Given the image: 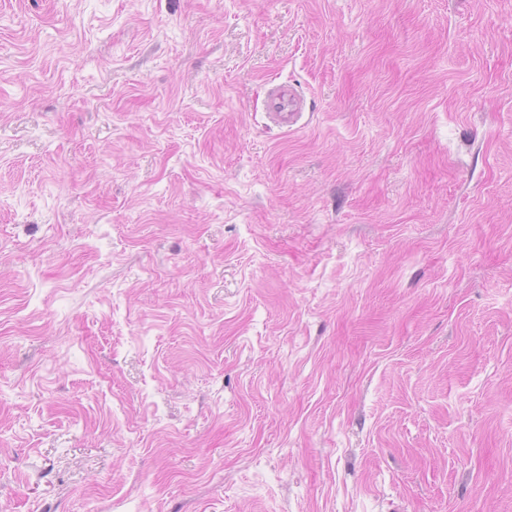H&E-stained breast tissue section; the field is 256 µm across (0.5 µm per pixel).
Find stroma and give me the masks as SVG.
Here are the masks:
<instances>
[{"mask_svg":"<svg viewBox=\"0 0 512 512\" xmlns=\"http://www.w3.org/2000/svg\"><path fill=\"white\" fill-rule=\"evenodd\" d=\"M0 512H512V0H0ZM267 96L266 116L281 128L294 127L302 117L304 106L294 87L287 82L275 84L268 88Z\"/></svg>","mask_w":512,"mask_h":512,"instance_id":"35a3bbf8","label":"stroma"}]
</instances>
